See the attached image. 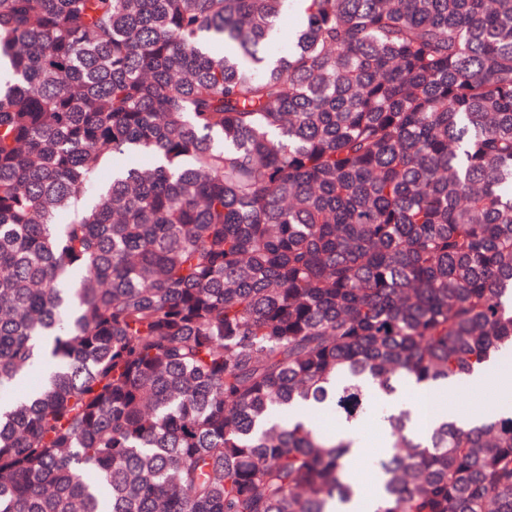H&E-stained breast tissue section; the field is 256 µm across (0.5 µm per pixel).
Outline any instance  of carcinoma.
Here are the masks:
<instances>
[{"instance_id": "cac0c4a2", "label": "carcinoma", "mask_w": 512, "mask_h": 512, "mask_svg": "<svg viewBox=\"0 0 512 512\" xmlns=\"http://www.w3.org/2000/svg\"><path fill=\"white\" fill-rule=\"evenodd\" d=\"M307 2L0 0V512H328L276 415L512 349V0ZM446 414L378 512H512V413Z\"/></svg>"}]
</instances>
